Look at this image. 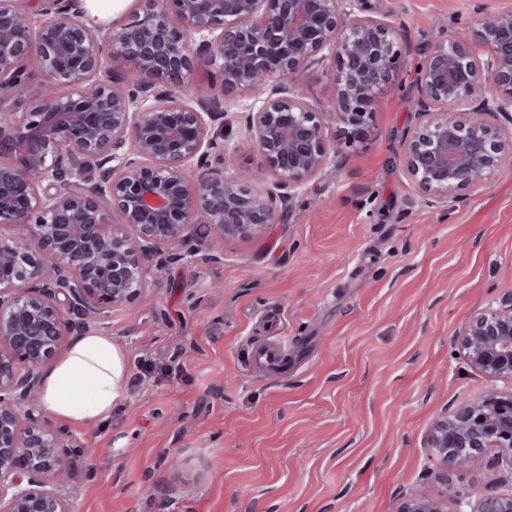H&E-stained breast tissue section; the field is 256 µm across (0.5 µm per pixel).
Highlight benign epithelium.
I'll return each mask as SVG.
<instances>
[{
	"label": "benign epithelium",
	"mask_w": 512,
	"mask_h": 512,
	"mask_svg": "<svg viewBox=\"0 0 512 512\" xmlns=\"http://www.w3.org/2000/svg\"><path fill=\"white\" fill-rule=\"evenodd\" d=\"M19 2L0 0V89L38 71L64 92L0 104V154L10 156L0 161V224L10 228L0 234V512H77L69 477L82 449L43 415L39 369L142 292L140 254L183 256L192 224L222 240L274 223L276 199L327 170L324 116L353 131L366 124L401 36L388 0L371 14L368 0H155L106 33L85 24L78 0H36L34 11ZM480 37L481 56L466 40L436 41L419 70L402 160L437 204L486 184L512 155V8L484 14ZM202 52L225 89L259 96L245 143L273 189L224 178L223 110L184 83ZM106 55L170 88L150 95L112 79ZM328 63L325 113L295 81ZM458 336L473 368L512 381V301L489 305ZM430 441L447 466L475 464L487 448L512 459V393L489 391L438 418ZM395 512L442 510L420 496ZM473 512H512V493L485 496Z\"/></svg>",
	"instance_id": "7a95c632"
}]
</instances>
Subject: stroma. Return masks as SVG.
Returning <instances> with one entry per match:
<instances>
[{"instance_id":"35a3bbf8","label":"stroma","mask_w":512,"mask_h":512,"mask_svg":"<svg viewBox=\"0 0 512 512\" xmlns=\"http://www.w3.org/2000/svg\"><path fill=\"white\" fill-rule=\"evenodd\" d=\"M479 1L512 7L389 0L402 36L391 84L361 135L326 123L328 173L277 203L264 233L216 241L194 224L185 256H142L146 289L100 327L127 354L123 395L100 422L60 425L86 452L78 512H394L416 496L470 512L512 491L496 449L446 467L428 441L438 416L512 389L456 341L463 322L512 298V157L444 207L402 163L416 70L435 40L475 39ZM188 82L225 110V176L258 172L261 155L239 147L256 97L226 91L204 61ZM271 311L287 334L275 376L249 363Z\"/></svg>"}]
</instances>
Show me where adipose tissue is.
<instances>
[{"label": "adipose tissue", "mask_w": 512, "mask_h": 512, "mask_svg": "<svg viewBox=\"0 0 512 512\" xmlns=\"http://www.w3.org/2000/svg\"><path fill=\"white\" fill-rule=\"evenodd\" d=\"M126 373V356L110 336L83 332L44 373L42 405L64 422H98L121 397Z\"/></svg>", "instance_id": "adipose-tissue-1"}]
</instances>
